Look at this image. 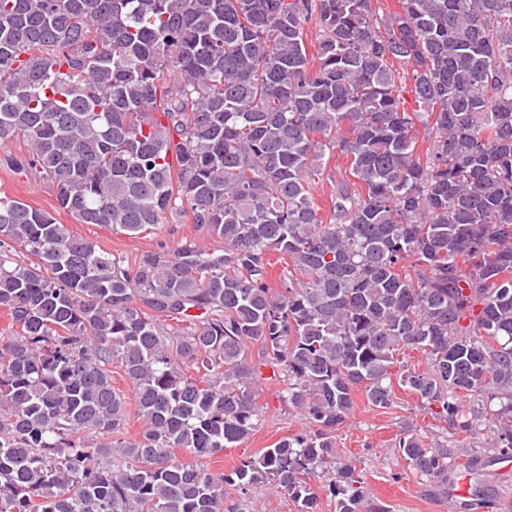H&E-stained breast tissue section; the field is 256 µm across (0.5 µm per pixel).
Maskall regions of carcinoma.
Segmentation results:
<instances>
[{
    "mask_svg": "<svg viewBox=\"0 0 512 512\" xmlns=\"http://www.w3.org/2000/svg\"><path fill=\"white\" fill-rule=\"evenodd\" d=\"M396 3L0 0V142L58 207L127 235L188 214L224 243L129 265L0 195V512H252L261 487L318 512L317 471L335 512H390L336 430L396 384L512 454V0ZM333 149L351 178L324 214ZM264 379L301 432L197 462L249 439ZM396 445L448 492V441ZM326 168L324 173V182L322 184L319 183L317 185V188L315 189V196L317 198V202L320 204V206L323 208V212H328L329 206H330V196L329 193L332 189V185L330 181L327 178L328 175H330V178L332 180H340V173L343 176H346L345 169L348 167V164L346 163V159L343 157H338L336 150H333L330 152H326ZM340 171V172H339Z\"/></svg>",
    "mask_w": 512,
    "mask_h": 512,
    "instance_id": "1",
    "label": "carcinoma"
}]
</instances>
